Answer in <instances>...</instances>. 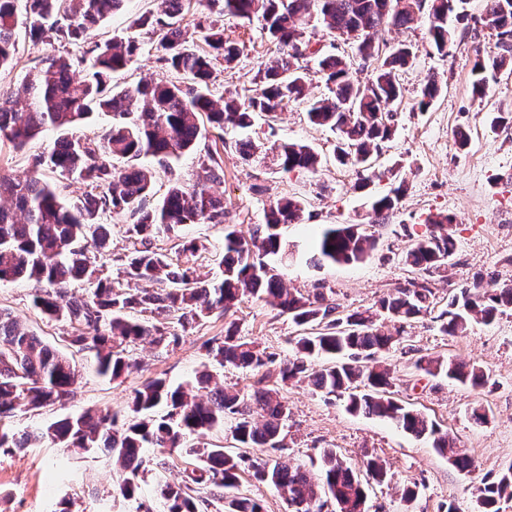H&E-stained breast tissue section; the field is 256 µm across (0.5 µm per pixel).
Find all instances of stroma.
<instances>
[{
  "mask_svg": "<svg viewBox=\"0 0 512 512\" xmlns=\"http://www.w3.org/2000/svg\"><path fill=\"white\" fill-rule=\"evenodd\" d=\"M466 12L444 56L430 48L424 28L392 27L382 32L388 45H415L416 57L399 73L403 98L396 108L395 136L374 156L366 173L336 163L335 134L311 124L305 104H294L272 120L257 117L246 130L225 128L222 138L206 140L224 166V181L213 190L223 196L229 223L242 235L262 223L265 209L276 199L294 197L304 202V219L288 226V254L277 264L288 288L304 293L318 286L331 290L345 314L372 307L380 297L413 280L426 281L434 293L433 314L407 326L381 359L392 370L394 397L422 412L466 448L477 464L475 472H459L436 451L431 438L414 437L387 420L351 414L342 399L316 391L308 383L291 381L281 390L288 407L287 448L279 455L282 462L313 471L321 449L334 448L359 471L371 457L385 463L389 481L371 485L368 512H447L451 507L456 512H475L476 489L483 479L495 477L512 464V310L489 325L471 321L467 332L459 336L441 333L435 319L449 298L471 285L476 275L492 274L500 282L512 280V125L491 124L495 113L512 112V69L490 77L484 99L473 97L475 53L492 54L496 46L483 24L484 0H468ZM224 33L238 43L240 56L232 71L216 68L210 89L217 98L228 90L253 88L259 64L271 63L278 56L258 21L225 17ZM15 40L16 61L13 67L0 70V88L16 87L46 55L76 58L82 54L75 45L33 41L21 25L15 30ZM139 40L141 49L122 73V80L168 78L153 39L143 33ZM431 73L439 77L442 91L423 110L418 106V91ZM459 129L470 136L463 148L454 139ZM244 137L259 146L260 157L249 162L240 159L235 142ZM55 138V131H44L20 151L0 141V172L25 174L32 158L48 151ZM284 140L314 148L324 158L322 166L313 173L282 171L268 152ZM401 184L406 192L385 224L377 227V247L365 261L314 265L311 256L322 225L372 224L369 198L389 194ZM438 213L455 219L457 249L444 278L415 271L401 260L403 251L427 233V218ZM181 235L203 245L193 259L198 275L209 279L219 274L224 226L187 224ZM35 288V283L25 280L0 284V309L10 311L44 341L66 352L80 375L65 405L18 417L15 429L19 432L89 409L123 408L132 392L153 378L162 377L177 386L194 382L205 368L225 386L251 390L257 373L211 362L207 341L223 336L225 326L234 322L245 340L284 359L293 355L294 339L301 332L278 308L247 297L229 313L213 312L182 332L178 344L162 348L140 343L131 353L136 367L111 380L95 372L88 353L70 347L67 326L44 318L33 308ZM427 356L476 362L489 381L484 388L473 389L444 376L427 375L416 366L419 358ZM477 406L486 412V422L472 420L471 410ZM193 465L191 457L175 451L163 477L147 476L136 499L117 501L112 496L115 472L107 453L79 456L45 440L10 455L0 454V512H56L65 498L74 501L75 512H137L142 502L152 512H166L156 491L158 480L180 481L183 470ZM407 484L418 489L416 500L408 505L400 500V490Z\"/></svg>",
  "mask_w": 512,
  "mask_h": 512,
  "instance_id": "35a3bbf8",
  "label": "stroma"
}]
</instances>
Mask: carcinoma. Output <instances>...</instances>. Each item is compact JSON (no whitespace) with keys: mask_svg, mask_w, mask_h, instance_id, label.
Here are the masks:
<instances>
[{"mask_svg":"<svg viewBox=\"0 0 512 512\" xmlns=\"http://www.w3.org/2000/svg\"><path fill=\"white\" fill-rule=\"evenodd\" d=\"M125 2L0 0V69L15 60L20 17L33 38L80 44L92 58L90 67L76 77L71 59L47 56L20 86L0 89V139L21 150L45 130L58 133L53 147L34 159L27 175L0 174V282L27 278L41 284L32 298L34 307L68 325L71 344L91 353L96 372L113 380L134 366L130 345L147 341L168 346L179 340L166 320L174 319L185 329L216 310L229 312L246 296L279 307L304 333L296 339L294 355L279 362L274 354L242 341L233 324L207 343L208 354L220 365L261 374L259 387L251 392L228 390L207 371L198 374L193 386L173 387L157 377L133 393L126 411L90 410L20 434L12 419L20 412L66 401L77 374L66 356L0 311V451L27 448L46 438L77 452L103 450L122 473L113 497L130 500L147 472L166 469L168 454L183 448L197 464L182 481L157 484L167 512H204L216 503L224 512H263L255 499L228 495L244 472L273 486L292 512H300L302 504L309 512H323L329 501L336 512H365L366 482L334 448L322 449L318 473L312 474L270 457L244 462L242 454L219 445L185 447L186 438L222 429L230 421L241 447L283 450L288 409L279 391L265 385L274 370L283 383L306 379L316 390L344 399L351 413L387 419L416 437H433V447L452 466L473 472L475 462L466 449L392 396L390 369L376 360L399 342L407 324L431 313V288L412 282L381 297L372 309L338 316V305L323 289L307 295L291 292L271 262L284 248L283 229L303 220L301 201L285 197L270 204L264 222L254 225L246 238L227 224L224 201L210 192L211 184L224 180L218 153L205 149L202 175L193 188L173 176L175 164L183 154L198 149L206 131L246 129L257 114L274 118L289 104L305 100L312 60L330 95L311 103L307 118L337 135V163L367 170L371 154L395 135V107L402 95L397 75L415 59L413 44L387 50L379 34L421 22L431 47L444 56L455 41L456 23L465 17V0H427L423 11L417 0H161L157 11L139 16L133 27L155 37L159 62L179 78L119 83L115 77L138 52V40L128 36L99 42L94 32ZM185 12L199 14L202 50L187 45L180 27ZM313 13L329 31L355 43L362 67L372 68L367 81L353 79L345 56L310 48L303 24ZM224 15L261 21L280 56L274 64L258 67V92L218 101L210 90L215 64L222 60L224 69L231 70L240 55L238 45L224 38ZM484 23L498 52H476L472 91L479 99L488 90L485 73L512 64V0H486ZM440 93L437 75H428L418 94L419 108H429ZM99 113L112 117L110 126L90 136L74 134ZM142 158L172 174L166 193L154 206L146 205L153 192V173L139 164ZM274 158L286 172H314L322 162L311 147L288 141L274 146ZM44 167L81 182L88 191L66 198L60 185L39 176ZM402 193L400 185L393 195L372 202L378 223L397 209ZM114 216L128 219L126 233L140 241V247L126 256L122 282L116 286L101 277L102 267L87 252L90 240L101 250L107 248V220ZM428 223L430 232L403 253L402 261L432 274L448 268L456 240L452 217L437 214ZM185 224L224 225L219 279L199 278L189 261L182 260L198 251L192 240L180 243L174 256L152 246L151 239L159 234L179 237ZM376 245L375 235L362 224H330L316 241L315 262L360 263ZM482 281L475 278L437 316L444 334L457 336L470 320L490 322L512 308L511 283L489 289ZM151 283L157 287H149ZM79 284L89 288L81 293L72 290ZM383 318L398 328L383 330ZM318 357L326 362L317 367L312 359ZM417 366L474 389L488 382L475 363L422 358ZM144 448H156L158 454L147 461ZM197 486L207 488L208 496L193 495ZM504 498H512V465L478 488L477 512H499L497 504Z\"/></svg>","mask_w":512,"mask_h":512,"instance_id":"1","label":"carcinoma"}]
</instances>
